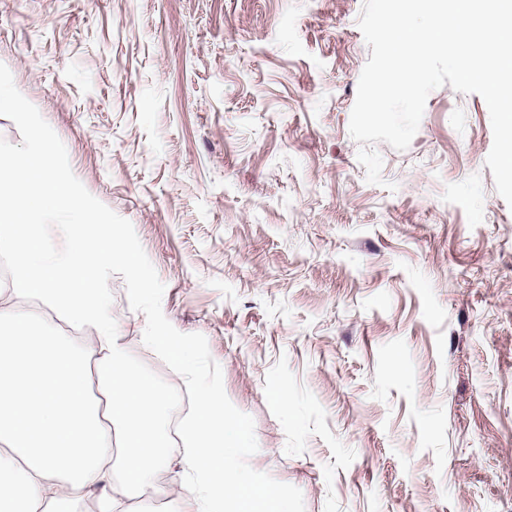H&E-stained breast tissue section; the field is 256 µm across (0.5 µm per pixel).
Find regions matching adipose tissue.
Listing matches in <instances>:
<instances>
[{"mask_svg": "<svg viewBox=\"0 0 512 512\" xmlns=\"http://www.w3.org/2000/svg\"><path fill=\"white\" fill-rule=\"evenodd\" d=\"M70 216L65 264L49 260L40 228L46 213ZM74 191L54 150L0 149V252L13 260L0 286V512H128L126 498L161 469L197 472L219 501L197 498L196 512H290L287 498L241 479L248 444L240 419L194 381L186 446L171 458L158 434L163 395L121 361L120 338L101 275L135 267L121 228Z\"/></svg>", "mask_w": 512, "mask_h": 512, "instance_id": "obj_1", "label": "adipose tissue"}]
</instances>
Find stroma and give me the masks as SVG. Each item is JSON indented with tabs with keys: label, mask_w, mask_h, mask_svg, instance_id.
<instances>
[{
	"label": "stroma",
	"mask_w": 512,
	"mask_h": 512,
	"mask_svg": "<svg viewBox=\"0 0 512 512\" xmlns=\"http://www.w3.org/2000/svg\"><path fill=\"white\" fill-rule=\"evenodd\" d=\"M362 0H0V63L86 189L129 220L162 310L254 420L305 512H512V207L488 107L445 85L365 180L349 133ZM122 361L181 382L109 280ZM157 512L208 495L161 470Z\"/></svg>",
	"instance_id": "1"
}]
</instances>
